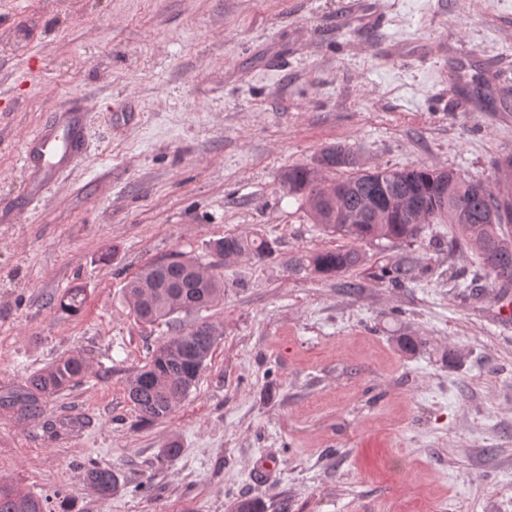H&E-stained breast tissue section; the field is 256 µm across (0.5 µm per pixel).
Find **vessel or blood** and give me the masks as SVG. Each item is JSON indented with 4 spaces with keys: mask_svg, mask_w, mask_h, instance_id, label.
I'll list each match as a JSON object with an SVG mask.
<instances>
[{
    "mask_svg": "<svg viewBox=\"0 0 512 512\" xmlns=\"http://www.w3.org/2000/svg\"><path fill=\"white\" fill-rule=\"evenodd\" d=\"M88 121L81 107L68 105L26 140L24 164L34 194H41L81 159L87 147Z\"/></svg>",
    "mask_w": 512,
    "mask_h": 512,
    "instance_id": "obj_1",
    "label": "vessel or blood"
}]
</instances>
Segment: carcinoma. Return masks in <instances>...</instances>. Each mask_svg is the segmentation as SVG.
Instances as JSON below:
<instances>
[{
  "instance_id": "carcinoma-1",
  "label": "carcinoma",
  "mask_w": 512,
  "mask_h": 512,
  "mask_svg": "<svg viewBox=\"0 0 512 512\" xmlns=\"http://www.w3.org/2000/svg\"><path fill=\"white\" fill-rule=\"evenodd\" d=\"M353 165L350 151L332 146L323 151L320 167L293 166L282 175L281 186L305 199L313 223L350 240L348 245L300 258L291 268L331 278L360 265L359 242H408L419 237L427 224H454L460 237L451 238L449 247L475 249L492 284L512 283V237L502 230V225L512 224V199L507 194L453 170L423 164L356 171L337 181L322 174L324 168ZM374 198L380 204L371 205ZM411 199L418 201L419 209L403 205ZM211 251L226 261L244 254L263 259L274 253V246L258 233L226 234L211 243ZM380 276L398 287L406 282L407 269L385 267ZM223 296L224 280L216 268L207 270L183 255L146 264L126 284L127 301L140 322L163 320L175 326L174 335L151 349L146 365L128 384L129 399L141 422L168 419L197 385L217 331L207 321L187 327L180 315L211 306ZM86 300L85 289L66 288L57 305L63 313L75 315ZM86 374L83 359L62 357L32 375L25 386L0 396V407L19 421H32L41 415L45 399L81 383ZM87 476L88 487L101 498L112 496L118 486L109 467L93 465ZM0 512H49V507L43 498L1 484Z\"/></svg>"
}]
</instances>
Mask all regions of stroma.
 Here are the masks:
<instances>
[{"label":"stroma","instance_id":"stroma-1","mask_svg":"<svg viewBox=\"0 0 512 512\" xmlns=\"http://www.w3.org/2000/svg\"><path fill=\"white\" fill-rule=\"evenodd\" d=\"M507 89L512 0H0V394L88 364L38 419L0 410V482L52 512H512V322L475 251L434 224L361 244L336 278L291 270L340 241L280 185L337 144L364 170L494 182ZM67 102L90 114L86 152L32 198L23 145ZM254 232L275 254L221 267L197 387L139 424L128 383L173 330L137 322L125 284ZM398 262L395 288L377 272ZM76 285L82 311L54 309ZM93 463L118 477L109 500ZM87 476L88 487L101 498L112 496L118 486V479L109 467L92 465Z\"/></svg>","mask_w":512,"mask_h":512}]
</instances>
